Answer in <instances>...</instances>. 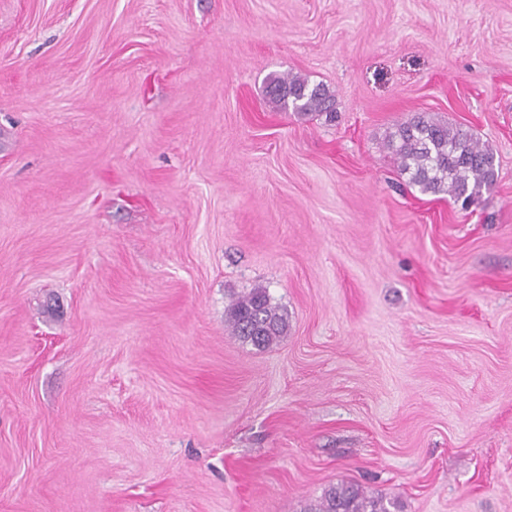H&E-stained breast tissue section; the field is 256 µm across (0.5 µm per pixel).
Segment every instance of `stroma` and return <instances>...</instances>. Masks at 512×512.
<instances>
[{"mask_svg": "<svg viewBox=\"0 0 512 512\" xmlns=\"http://www.w3.org/2000/svg\"><path fill=\"white\" fill-rule=\"evenodd\" d=\"M421 112L492 147L480 206L399 173ZM255 288L269 349L226 321ZM340 482L512 512V0H0V512ZM267 89L277 107L291 110L297 116L325 114L330 117L334 111V94L321 83L310 84L298 76H274L270 78ZM228 321L236 336L258 348L276 343L288 329V314L272 303L263 288L234 299L228 308Z\"/></svg>", "mask_w": 512, "mask_h": 512, "instance_id": "1", "label": "stroma"}]
</instances>
